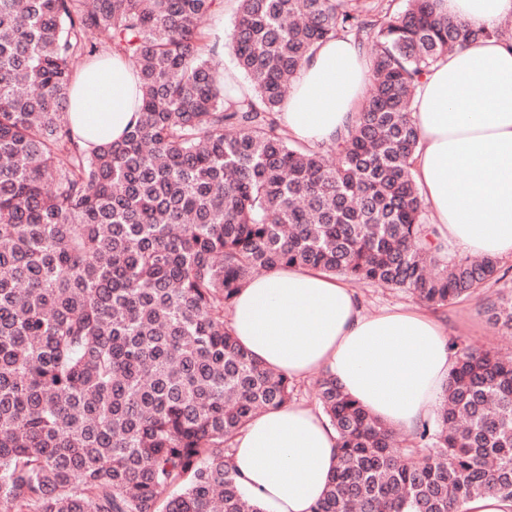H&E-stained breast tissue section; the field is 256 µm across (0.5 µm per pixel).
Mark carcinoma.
<instances>
[{
	"label": "carcinoma",
	"instance_id": "1",
	"mask_svg": "<svg viewBox=\"0 0 512 512\" xmlns=\"http://www.w3.org/2000/svg\"><path fill=\"white\" fill-rule=\"evenodd\" d=\"M232 90L205 21L221 0H0V506L4 512H266L234 438L295 381L237 343L225 314L283 265L404 288L430 306L499 280L448 257L413 179L421 75L488 33L436 0H236ZM344 32L369 88L331 151L278 119L314 46ZM102 36L138 72L137 119L94 151L67 101ZM512 332V302L486 308ZM338 460L312 512H461L512 499V360L456 352L436 423L395 430L316 379ZM462 512H511L512 500L500 495H477L467 500L461 508Z\"/></svg>",
	"mask_w": 512,
	"mask_h": 512
}]
</instances>
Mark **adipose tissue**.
I'll return each mask as SVG.
<instances>
[{
  "mask_svg": "<svg viewBox=\"0 0 512 512\" xmlns=\"http://www.w3.org/2000/svg\"><path fill=\"white\" fill-rule=\"evenodd\" d=\"M437 11L489 36L451 51L418 83L413 178L442 236L469 254L512 259V37L498 33L512 0H437ZM369 70L353 36L317 45L282 110L289 136L334 139L356 115ZM140 96L120 56L80 70L68 118L82 146L120 141ZM229 328L267 368L296 381L329 373L372 416L408 433L433 416L456 363L444 325L427 309L367 311L351 284L302 267L249 280ZM234 444L241 485L272 512H311L337 463L335 429L301 403L253 417Z\"/></svg>",
  "mask_w": 512,
  "mask_h": 512,
  "instance_id": "obj_1",
  "label": "adipose tissue"
}]
</instances>
